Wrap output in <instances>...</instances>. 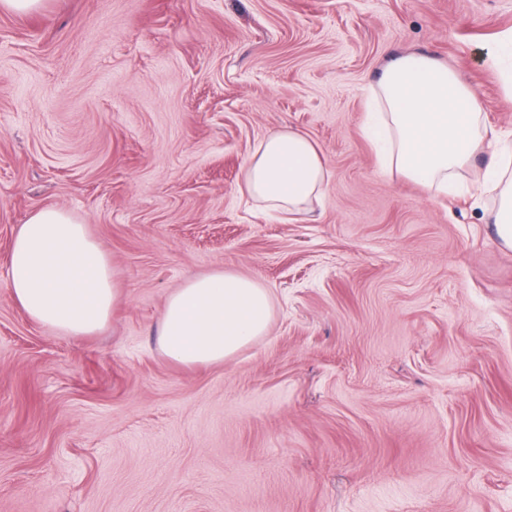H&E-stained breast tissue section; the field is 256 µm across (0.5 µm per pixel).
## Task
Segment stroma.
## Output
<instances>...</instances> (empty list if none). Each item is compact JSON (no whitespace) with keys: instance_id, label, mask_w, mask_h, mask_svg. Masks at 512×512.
Instances as JSON below:
<instances>
[{"instance_id":"obj_1","label":"stroma","mask_w":512,"mask_h":512,"mask_svg":"<svg viewBox=\"0 0 512 512\" xmlns=\"http://www.w3.org/2000/svg\"><path fill=\"white\" fill-rule=\"evenodd\" d=\"M512 0H43L0 13V512H512V249L481 162L443 197L361 133L391 57L424 53L512 132ZM306 134L322 198L285 224L239 187L255 142ZM57 206L110 256L99 333L6 286ZM217 269L269 327L183 367L167 295Z\"/></svg>"}]
</instances>
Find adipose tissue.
Segmentation results:
<instances>
[{
  "mask_svg": "<svg viewBox=\"0 0 512 512\" xmlns=\"http://www.w3.org/2000/svg\"><path fill=\"white\" fill-rule=\"evenodd\" d=\"M362 131L382 167L441 192L457 179L484 138L482 110L457 74L425 54L393 58L369 88ZM482 174L499 193L494 222L512 248V157L489 153ZM326 163L303 133L280 130L249 156L240 190L265 208L299 214L320 199ZM8 288L35 322L88 336L119 299L111 260L71 212L45 207L21 224L11 246ZM269 291L240 274L216 270L185 280L166 299L157 345L182 366L221 363L267 331Z\"/></svg>",
  "mask_w": 512,
  "mask_h": 512,
  "instance_id": "ef3b65f1",
  "label": "adipose tissue"
}]
</instances>
